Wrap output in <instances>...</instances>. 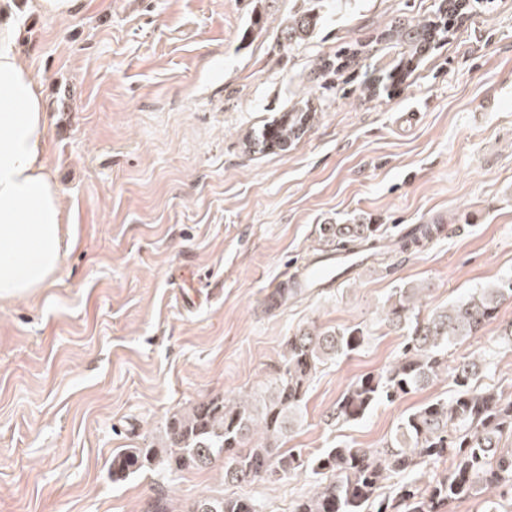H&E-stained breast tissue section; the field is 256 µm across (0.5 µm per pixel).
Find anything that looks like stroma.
Masks as SVG:
<instances>
[{
	"label": "stroma",
	"instance_id": "35a3bbf8",
	"mask_svg": "<svg viewBox=\"0 0 512 512\" xmlns=\"http://www.w3.org/2000/svg\"><path fill=\"white\" fill-rule=\"evenodd\" d=\"M438 4L85 0L63 21L24 15L65 256L47 288L0 301V512H151L163 496L184 512L201 495L290 512L313 475L228 483L217 464L116 481L110 464L172 413L273 378L287 337L312 323L369 339L315 375L287 447L374 448L403 415L452 395L445 374L358 421L329 418L353 379L399 356L405 336L383 318L395 289L424 285L425 316L512 275V0L455 24L407 81L360 93L386 31ZM303 10L316 29L283 43L289 12ZM305 105L314 119L288 151L249 150ZM435 219L445 230L429 245L273 304L283 276L325 247L323 225L393 237ZM509 322L512 299L448 347L452 362L485 358L482 384L507 395Z\"/></svg>",
	"mask_w": 512,
	"mask_h": 512
}]
</instances>
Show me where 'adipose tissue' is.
<instances>
[{"instance_id": "1", "label": "adipose tissue", "mask_w": 512, "mask_h": 512, "mask_svg": "<svg viewBox=\"0 0 512 512\" xmlns=\"http://www.w3.org/2000/svg\"><path fill=\"white\" fill-rule=\"evenodd\" d=\"M82 0H0V300L48 287L62 264L61 193L47 166L46 107L25 59L24 9L57 20Z\"/></svg>"}]
</instances>
